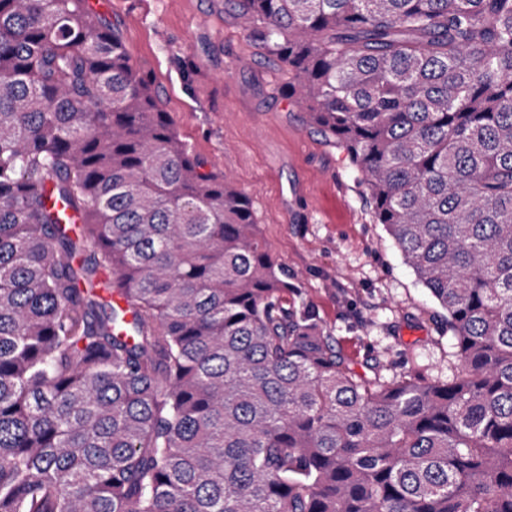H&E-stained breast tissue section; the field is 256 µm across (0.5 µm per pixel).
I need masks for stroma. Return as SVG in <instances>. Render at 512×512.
<instances>
[{
	"label": "stroma",
	"instance_id": "stroma-1",
	"mask_svg": "<svg viewBox=\"0 0 512 512\" xmlns=\"http://www.w3.org/2000/svg\"><path fill=\"white\" fill-rule=\"evenodd\" d=\"M147 75L205 169L250 200L266 250L359 375L383 383L459 369L448 314L407 266L333 140L281 92L285 67L232 0H89Z\"/></svg>",
	"mask_w": 512,
	"mask_h": 512
}]
</instances>
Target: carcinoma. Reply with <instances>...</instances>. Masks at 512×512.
<instances>
[{
  "mask_svg": "<svg viewBox=\"0 0 512 512\" xmlns=\"http://www.w3.org/2000/svg\"><path fill=\"white\" fill-rule=\"evenodd\" d=\"M237 5L459 371L355 374L84 0H0V512H512V0Z\"/></svg>",
  "mask_w": 512,
  "mask_h": 512,
  "instance_id": "carcinoma-1",
  "label": "carcinoma"
}]
</instances>
